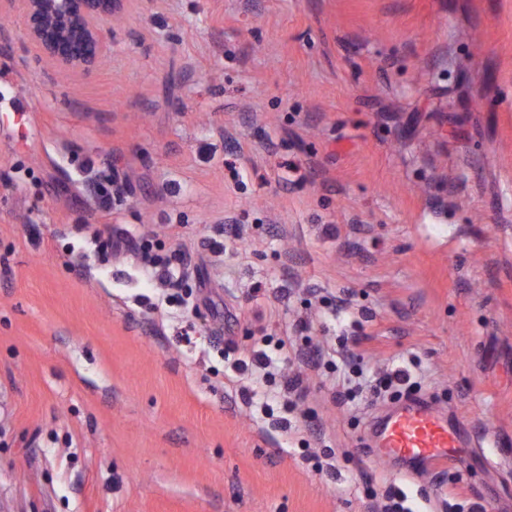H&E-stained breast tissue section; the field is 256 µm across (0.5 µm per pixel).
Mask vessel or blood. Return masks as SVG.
I'll use <instances>...</instances> for the list:
<instances>
[{"mask_svg": "<svg viewBox=\"0 0 512 512\" xmlns=\"http://www.w3.org/2000/svg\"><path fill=\"white\" fill-rule=\"evenodd\" d=\"M459 446V436L447 418L427 406H404L378 427V456L403 458L432 470L458 459Z\"/></svg>", "mask_w": 512, "mask_h": 512, "instance_id": "vessel-or-blood-1", "label": "vessel or blood"}]
</instances>
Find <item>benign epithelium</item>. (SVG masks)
Wrapping results in <instances>:
<instances>
[{
	"label": "benign epithelium",
	"instance_id": "1",
	"mask_svg": "<svg viewBox=\"0 0 512 512\" xmlns=\"http://www.w3.org/2000/svg\"><path fill=\"white\" fill-rule=\"evenodd\" d=\"M129 0H0L20 13L28 41L53 65L89 72L108 56L112 19Z\"/></svg>",
	"mask_w": 512,
	"mask_h": 512
}]
</instances>
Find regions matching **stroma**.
Listing matches in <instances>:
<instances>
[{
  "label": "stroma",
  "mask_w": 512,
  "mask_h": 512,
  "mask_svg": "<svg viewBox=\"0 0 512 512\" xmlns=\"http://www.w3.org/2000/svg\"><path fill=\"white\" fill-rule=\"evenodd\" d=\"M146 234L203 315L158 321ZM286 334L415 358L465 466L373 458L398 402L343 401L344 365L231 370ZM395 483L512 512V0H133L90 73L0 12V512H375Z\"/></svg>",
  "instance_id": "stroma-1"
}]
</instances>
